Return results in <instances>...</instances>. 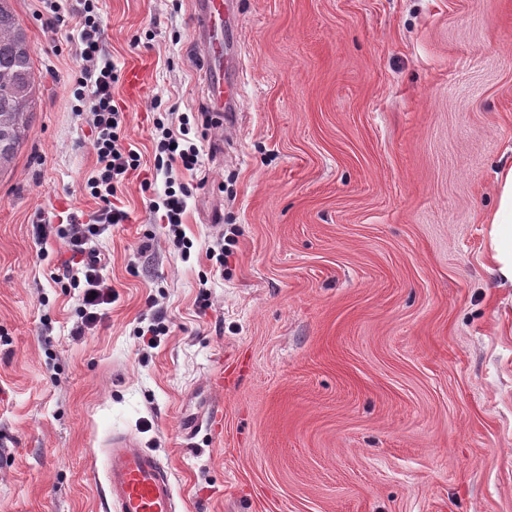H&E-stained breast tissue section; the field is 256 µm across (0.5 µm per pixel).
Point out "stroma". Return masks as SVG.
<instances>
[{"instance_id": "35a3bbf8", "label": "stroma", "mask_w": 512, "mask_h": 512, "mask_svg": "<svg viewBox=\"0 0 512 512\" xmlns=\"http://www.w3.org/2000/svg\"><path fill=\"white\" fill-rule=\"evenodd\" d=\"M10 5L39 101L0 175V512H105L124 437L170 469L176 512H512V288L486 222L512 162V0H238L244 97L190 132L182 243L151 207L152 138L210 105L194 0H99L142 168L92 243L112 302L82 336L68 248L32 224L97 208L75 45L40 0ZM212 407L219 431L184 442Z\"/></svg>"}]
</instances>
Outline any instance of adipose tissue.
<instances>
[{
    "label": "adipose tissue",
    "instance_id": "ef3b65f1",
    "mask_svg": "<svg viewBox=\"0 0 512 512\" xmlns=\"http://www.w3.org/2000/svg\"><path fill=\"white\" fill-rule=\"evenodd\" d=\"M498 206L489 219L494 272L499 281L512 286V165L497 175Z\"/></svg>",
    "mask_w": 512,
    "mask_h": 512
}]
</instances>
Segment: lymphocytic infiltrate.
<instances>
[{"label": "lymphocytic infiltrate", "instance_id": "1", "mask_svg": "<svg viewBox=\"0 0 512 512\" xmlns=\"http://www.w3.org/2000/svg\"><path fill=\"white\" fill-rule=\"evenodd\" d=\"M68 13L46 7L44 25L50 33L73 29L77 33L76 55L80 60L73 83V96L78 111L89 128V137L96 155V166L85 183L89 195L101 203L89 221L71 216L64 224H38L39 240L53 236L65 241L71 255L65 265L72 272L71 284L78 288L79 319L73 329L81 336L101 321L106 305L112 302V287L102 273V259L90 251L89 242L115 224L124 223L126 212L117 206V189L132 171L138 170L139 154L125 145L122 131L124 114L112 98V84L118 68L103 51L105 29L96 0H74ZM190 128L163 129L155 143V171L172 175L174 165L193 170L198 164V151L188 137Z\"/></svg>", "mask_w": 512, "mask_h": 512}]
</instances>
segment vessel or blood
<instances>
[{"label": "vessel or blood", "mask_w": 512, "mask_h": 512, "mask_svg": "<svg viewBox=\"0 0 512 512\" xmlns=\"http://www.w3.org/2000/svg\"><path fill=\"white\" fill-rule=\"evenodd\" d=\"M233 0H196L192 29L205 45L204 73L212 86V107L237 111L242 93L224 79V18ZM104 498L111 512H175L170 471L149 451L126 440L106 452Z\"/></svg>", "instance_id": "obj_1"}]
</instances>
